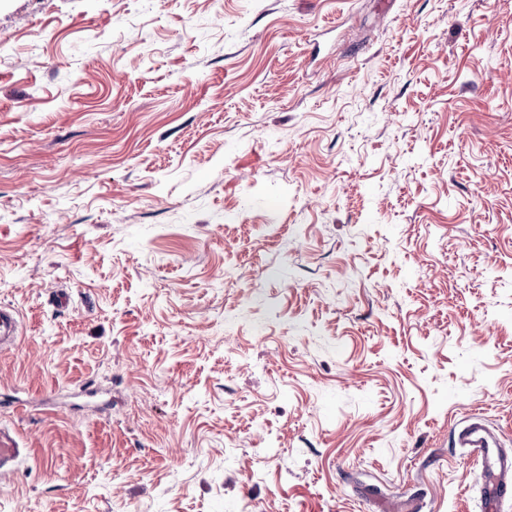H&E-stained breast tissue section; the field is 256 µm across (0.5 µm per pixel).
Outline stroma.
Listing matches in <instances>:
<instances>
[{"instance_id":"obj_1","label":"stroma","mask_w":512,"mask_h":512,"mask_svg":"<svg viewBox=\"0 0 512 512\" xmlns=\"http://www.w3.org/2000/svg\"><path fill=\"white\" fill-rule=\"evenodd\" d=\"M7 304L0 512H483L512 0H0ZM22 335L21 321L18 311L0 306V347L8 343L15 345Z\"/></svg>"}]
</instances>
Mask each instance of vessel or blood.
I'll list each match as a JSON object with an SVG mask.
<instances>
[{"mask_svg": "<svg viewBox=\"0 0 512 512\" xmlns=\"http://www.w3.org/2000/svg\"><path fill=\"white\" fill-rule=\"evenodd\" d=\"M22 334L18 311L0 306V346L17 344ZM456 442L472 449L490 473L482 487V498L487 512H500L503 505L512 501V455L501 453L498 436L487 426L473 422L459 428Z\"/></svg>", "mask_w": 512, "mask_h": 512, "instance_id": "1", "label": "vessel or blood"}]
</instances>
